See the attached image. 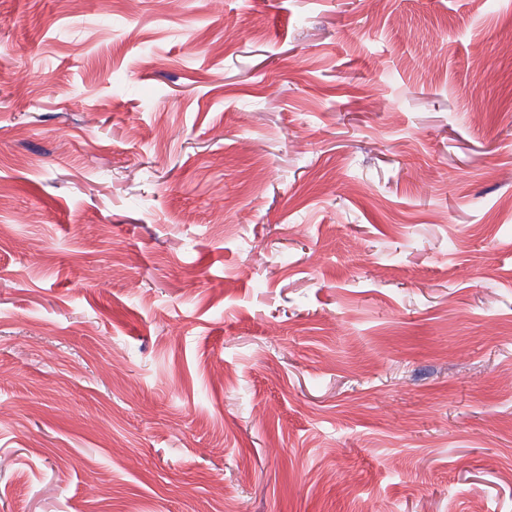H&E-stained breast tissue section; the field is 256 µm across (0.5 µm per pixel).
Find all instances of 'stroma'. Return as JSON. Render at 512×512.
Here are the masks:
<instances>
[{
  "label": "stroma",
  "mask_w": 512,
  "mask_h": 512,
  "mask_svg": "<svg viewBox=\"0 0 512 512\" xmlns=\"http://www.w3.org/2000/svg\"><path fill=\"white\" fill-rule=\"evenodd\" d=\"M0 512H512V0H0Z\"/></svg>",
  "instance_id": "obj_1"
}]
</instances>
